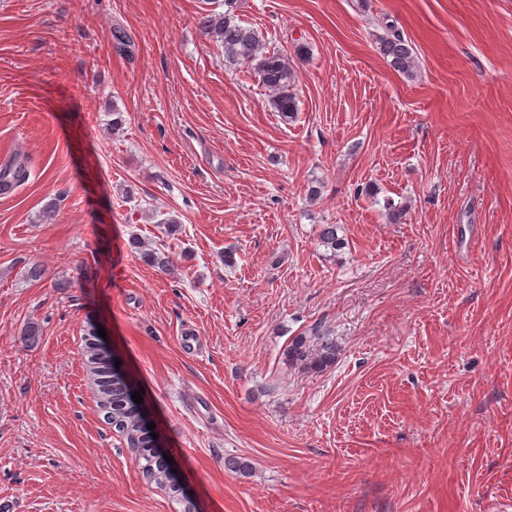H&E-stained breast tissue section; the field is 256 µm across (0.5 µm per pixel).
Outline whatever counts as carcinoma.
<instances>
[{
	"label": "carcinoma",
	"instance_id": "cac0c4a2",
	"mask_svg": "<svg viewBox=\"0 0 512 512\" xmlns=\"http://www.w3.org/2000/svg\"><path fill=\"white\" fill-rule=\"evenodd\" d=\"M235 0H224L227 7L222 13H208L197 18V26L203 35L220 43L224 53L244 64L258 78L259 83L271 92L270 108L279 113L283 121L295 118L298 112V99L294 92L296 73L283 54L267 47V39L252 26L243 25L231 14ZM389 32L376 39V51L396 72L412 78L416 75V57L410 41L388 26ZM339 226L324 224L319 238L321 243L333 250H341L346 239L338 235ZM140 255L148 264L162 270L170 263L169 256L153 250L141 249L140 242H133ZM339 354L336 340L324 332L315 330L308 336H296L286 349L289 364L306 371L320 372L333 365ZM90 361L87 368L98 388V409L106 420L126 441L128 448L138 457L142 478L159 486L171 480V465L162 456L151 452L157 439L151 435L142 406L135 403L130 391L114 387L121 380L119 369L115 367L108 353L91 343Z\"/></svg>",
	"mask_w": 512,
	"mask_h": 512
}]
</instances>
